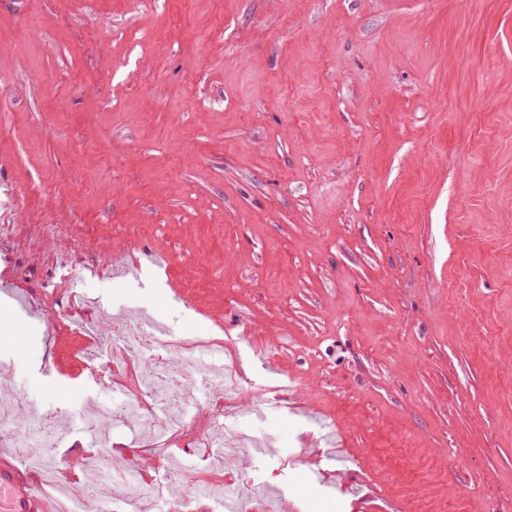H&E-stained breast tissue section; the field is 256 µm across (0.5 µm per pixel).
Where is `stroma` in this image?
Returning a JSON list of instances; mask_svg holds the SVG:
<instances>
[{"label": "stroma", "mask_w": 512, "mask_h": 512, "mask_svg": "<svg viewBox=\"0 0 512 512\" xmlns=\"http://www.w3.org/2000/svg\"><path fill=\"white\" fill-rule=\"evenodd\" d=\"M0 89V385L51 512H512V0H0ZM127 313L224 342L179 439L126 412L143 354L84 366Z\"/></svg>", "instance_id": "35a3bbf8"}]
</instances>
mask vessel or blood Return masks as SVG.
Segmentation results:
<instances>
[{"label":"vessel or blood","instance_id":"1","mask_svg":"<svg viewBox=\"0 0 512 512\" xmlns=\"http://www.w3.org/2000/svg\"><path fill=\"white\" fill-rule=\"evenodd\" d=\"M0 512H48L37 476L10 452H0Z\"/></svg>","mask_w":512,"mask_h":512}]
</instances>
